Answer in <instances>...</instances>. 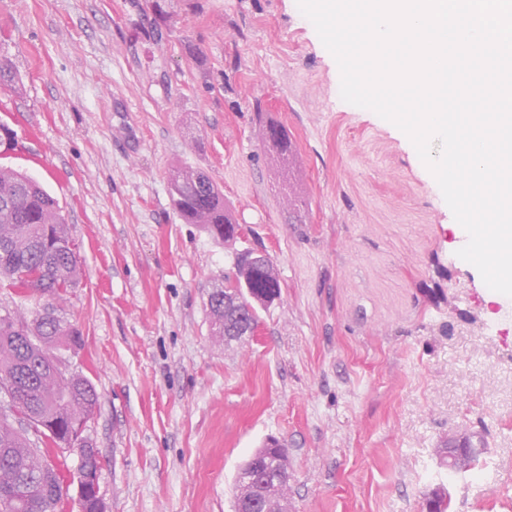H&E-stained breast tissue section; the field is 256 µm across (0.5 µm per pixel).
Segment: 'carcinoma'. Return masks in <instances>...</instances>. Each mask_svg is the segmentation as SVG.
Returning a JSON list of instances; mask_svg holds the SVG:
<instances>
[{"mask_svg":"<svg viewBox=\"0 0 512 512\" xmlns=\"http://www.w3.org/2000/svg\"><path fill=\"white\" fill-rule=\"evenodd\" d=\"M171 202L187 224H201L215 239L224 240L237 228L224 208V191L206 172L175 170L169 179ZM78 245L71 236L57 200L34 178L0 169V288L21 299L39 295L62 299L77 284ZM237 275L246 281L250 296L229 315L224 301L209 304L216 333L257 322L258 310L281 293L280 282L267 257L238 261ZM80 329L60 317L37 314L31 319L0 316V390L9 389L14 415L0 416V512H60L67 469L51 457L61 443L86 424L99 395L79 375L62 390L50 370L51 358L78 352ZM287 458V449L269 442L246 461L261 470L257 484L267 496L282 495L288 485L284 473L274 474L273 463Z\"/></svg>","mask_w":512,"mask_h":512,"instance_id":"1","label":"carcinoma"}]
</instances>
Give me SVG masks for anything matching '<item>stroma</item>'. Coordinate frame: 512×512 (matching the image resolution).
Instances as JSON below:
<instances>
[{
  "mask_svg": "<svg viewBox=\"0 0 512 512\" xmlns=\"http://www.w3.org/2000/svg\"><path fill=\"white\" fill-rule=\"evenodd\" d=\"M0 166L55 197L79 245L59 313L99 393L85 434L109 512H234L240 466L288 450V512H512V320L395 126L345 102L297 0H0ZM287 128L267 154L254 112ZM203 169L244 231L187 224ZM263 246L281 285L255 335L213 336L209 291ZM470 437L493 484L449 479Z\"/></svg>",
  "mask_w": 512,
  "mask_h": 512,
  "instance_id": "stroma-1",
  "label": "stroma"
}]
</instances>
